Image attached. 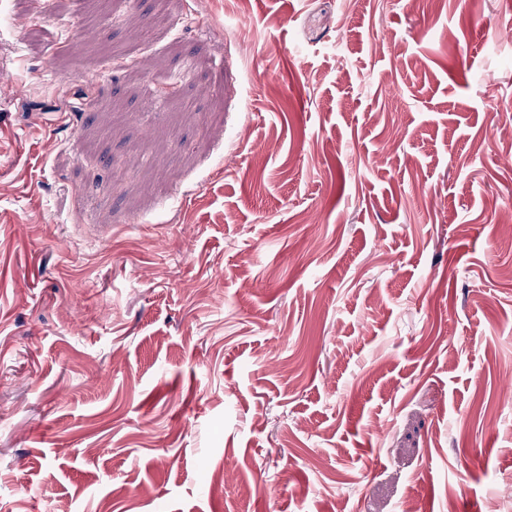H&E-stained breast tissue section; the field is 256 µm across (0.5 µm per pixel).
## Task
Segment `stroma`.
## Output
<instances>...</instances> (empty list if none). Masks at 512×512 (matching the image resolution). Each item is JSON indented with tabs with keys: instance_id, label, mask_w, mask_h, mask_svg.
Listing matches in <instances>:
<instances>
[{
	"instance_id": "obj_1",
	"label": "stroma",
	"mask_w": 512,
	"mask_h": 512,
	"mask_svg": "<svg viewBox=\"0 0 512 512\" xmlns=\"http://www.w3.org/2000/svg\"><path fill=\"white\" fill-rule=\"evenodd\" d=\"M507 25L1 14L0 512H512Z\"/></svg>"
}]
</instances>
